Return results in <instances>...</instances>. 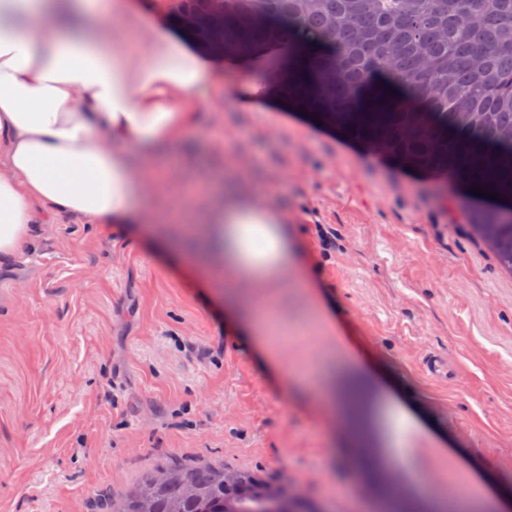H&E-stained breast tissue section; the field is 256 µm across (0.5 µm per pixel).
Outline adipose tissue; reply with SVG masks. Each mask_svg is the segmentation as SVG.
<instances>
[{"label":"adipose tissue","mask_w":512,"mask_h":512,"mask_svg":"<svg viewBox=\"0 0 512 512\" xmlns=\"http://www.w3.org/2000/svg\"><path fill=\"white\" fill-rule=\"evenodd\" d=\"M120 24L82 27L84 14ZM142 48L122 50L128 30ZM224 56L161 30L135 0H0V262L36 246L42 215L91 224L160 219L148 168L196 127V108L220 79ZM208 261L232 272L224 307L254 337L286 386L301 374L279 362L256 288L311 287L288 216L251 189L190 205Z\"/></svg>","instance_id":"adipose-tissue-1"}]
</instances>
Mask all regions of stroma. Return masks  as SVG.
<instances>
[{"label":"stroma","instance_id":"obj_1","mask_svg":"<svg viewBox=\"0 0 512 512\" xmlns=\"http://www.w3.org/2000/svg\"><path fill=\"white\" fill-rule=\"evenodd\" d=\"M248 79L225 68L160 201L248 163L333 315L325 327L293 289L271 303L279 357L310 385L285 389L252 338L228 331L223 300L197 286L193 242L174 252L142 224L45 218L46 239L0 264V512H92L176 461L287 482L316 512H388L401 458V512H427L413 486L425 468L512 504V280L469 233L477 199L268 102L239 107L231 92ZM431 351L460 376L430 379ZM353 369L392 387L421 428L387 401L364 430L343 411L326 418L316 381ZM351 431L357 463L341 442Z\"/></svg>","mask_w":512,"mask_h":512}]
</instances>
